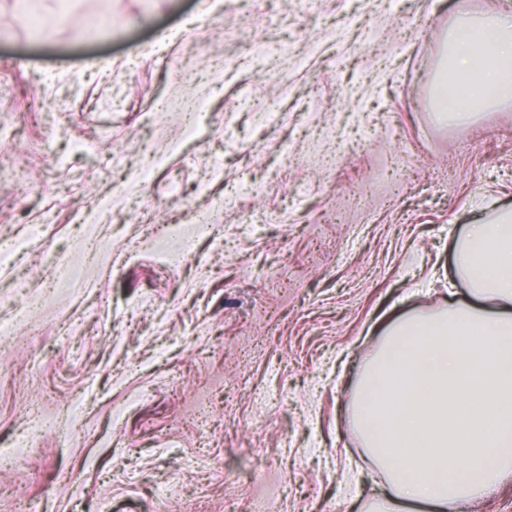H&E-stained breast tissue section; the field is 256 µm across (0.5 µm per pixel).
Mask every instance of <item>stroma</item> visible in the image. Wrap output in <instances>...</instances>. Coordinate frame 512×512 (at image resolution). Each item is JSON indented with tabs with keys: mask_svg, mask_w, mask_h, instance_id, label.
<instances>
[{
	"mask_svg": "<svg viewBox=\"0 0 512 512\" xmlns=\"http://www.w3.org/2000/svg\"><path fill=\"white\" fill-rule=\"evenodd\" d=\"M0 0V512H359L350 386L512 209V111L437 124L508 0Z\"/></svg>",
	"mask_w": 512,
	"mask_h": 512,
	"instance_id": "35a3bbf8",
	"label": "stroma"
}]
</instances>
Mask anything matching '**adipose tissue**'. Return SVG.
I'll list each match as a JSON object with an SVG mask.
<instances>
[{
    "mask_svg": "<svg viewBox=\"0 0 512 512\" xmlns=\"http://www.w3.org/2000/svg\"><path fill=\"white\" fill-rule=\"evenodd\" d=\"M434 118L512 110V11L459 23L432 91ZM451 273L468 298L384 326L353 387L349 422L385 478L360 512H459L512 479V210L468 225Z\"/></svg>",
    "mask_w": 512,
    "mask_h": 512,
    "instance_id": "ef3b65f1",
    "label": "adipose tissue"
}]
</instances>
